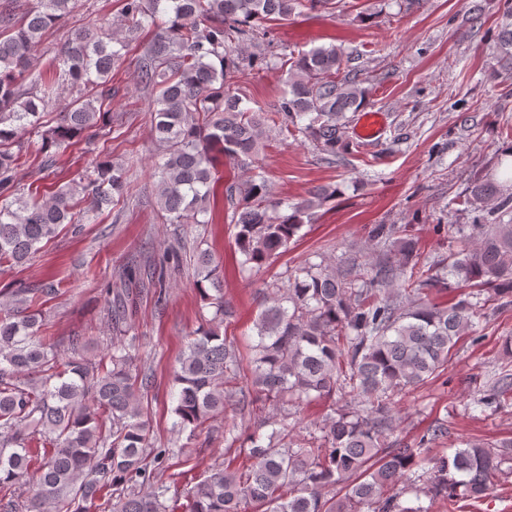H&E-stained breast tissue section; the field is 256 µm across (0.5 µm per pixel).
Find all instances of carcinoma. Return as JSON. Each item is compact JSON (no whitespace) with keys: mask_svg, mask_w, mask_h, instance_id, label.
<instances>
[{"mask_svg":"<svg viewBox=\"0 0 512 512\" xmlns=\"http://www.w3.org/2000/svg\"><path fill=\"white\" fill-rule=\"evenodd\" d=\"M80 0H36L15 23L0 10V261L23 265L38 244L65 224H78L128 192L123 169L95 160L86 178L56 185L39 202L19 186V155L11 146L39 132L52 99L72 94L55 127L41 133L43 165L73 141L89 138L112 112V70L147 25L153 39L135 58L155 89L152 137L161 149L153 176L169 224L205 225L215 193L213 151L241 169L225 186L241 273L254 276L288 247L316 209L336 196L318 187L299 202L273 197L256 165L267 131L310 139L320 153L342 147L345 113L363 107L370 88L355 72L343 79L351 55L341 46H317L295 56L260 47L265 24L296 11L325 9L333 0H122V22L113 31L97 23L75 31L41 68L43 32L61 22ZM259 51L248 54L243 42ZM498 49L512 71V27L498 34ZM289 66L287 87L275 108L249 106L232 89L245 69ZM460 205L474 214L455 226L456 247L427 261L409 224H373L365 249L378 252L371 272L354 257L334 265L306 260L263 282L253 322L248 364L221 328L235 316L224 300L219 262L196 248V288L212 309L193 332L173 374L172 430L195 437L229 407H272L245 436L224 438L243 464L211 469L186 502L167 496L148 459L161 463L141 399L153 374L135 356L127 336L135 299L166 295L165 270L178 267L166 251L144 265L127 266L124 287L108 291L110 351L91 359L88 336L61 344L40 336L43 299L52 284L0 292V512H91L107 499L111 512H430L405 506L386 486L409 483L416 500L479 499L503 470H512V439L462 441L453 455L428 457L429 445L448 437L436 420L410 441L392 439L395 399L448 367L462 336L493 293L512 305V193L491 179L473 181ZM467 287L450 305L429 299L435 288ZM343 401L307 439L292 438L291 408L331 397ZM512 401V373L497 374L473 401L481 412ZM271 428L268 435L262 430Z\"/></svg>","mask_w":512,"mask_h":512,"instance_id":"obj_1","label":"carcinoma"}]
</instances>
